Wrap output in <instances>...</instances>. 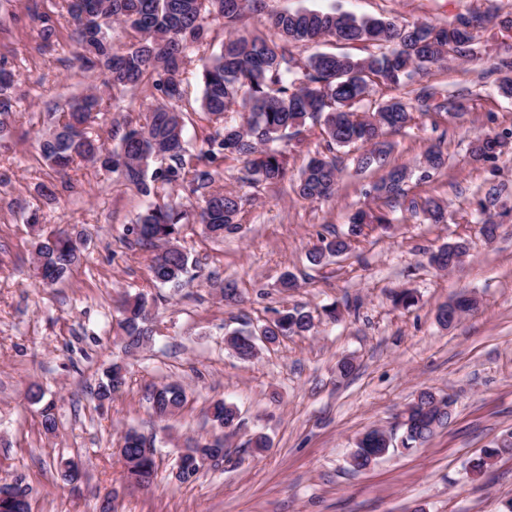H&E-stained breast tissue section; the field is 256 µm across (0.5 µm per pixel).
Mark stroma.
Wrapping results in <instances>:
<instances>
[{
	"mask_svg": "<svg viewBox=\"0 0 512 512\" xmlns=\"http://www.w3.org/2000/svg\"><path fill=\"white\" fill-rule=\"evenodd\" d=\"M274 11L336 10L357 17L428 21L445 25L456 15L484 10V0H267ZM50 0H0V60L19 73L10 133L0 138V478L22 477L31 512H100L111 499L116 512H506L512 501V454L499 456L478 476L470 457L512 431V158L474 161L471 143L512 129V100L501 97L488 59L512 58V30L488 26L476 53L414 74L404 91L433 86L449 101L465 99L461 116L416 115L411 128L388 137L389 163L407 167V195L385 207L389 229L363 228L351 249L322 265L309 261L320 237L347 233L352 214L381 206L369 197L376 170L358 171L344 157L336 194L326 202L299 197L300 169L325 148L319 123L310 121L287 147V175L251 187L234 156L210 170L213 189L240 195L236 229L211 238L201 225H185L179 244L196 262L197 279L179 289L150 279L151 249L135 244L127 229L152 204L198 205L187 184L159 186L146 197L112 170L76 162L60 177L46 165L37 139L76 93L97 92L102 110L92 134L106 148L119 144L113 125L143 123L150 86L112 91L103 74L87 72L75 57L67 16L44 41L34 10ZM199 61L188 66V119L184 139L199 153L212 128L199 111ZM441 145L448 164L423 177L426 150ZM508 187L496 207L494 239L481 233L474 201L491 184ZM447 204L448 221L427 223L411 214L410 200ZM37 215L38 227L27 222ZM81 233V259L62 284L41 288L32 274L36 230ZM462 242L461 268L437 270L431 252ZM298 286L282 292L285 273ZM235 282L240 303L221 296ZM408 289L415 306H394ZM147 294L156 318L151 345L136 354L117 343L115 305L125 295ZM476 307L452 328L440 326L439 306L457 295ZM304 307L314 330L290 336L251 361L225 346L242 323L257 327L274 310ZM337 307V319L325 310ZM352 359L341 376L337 365ZM124 363L126 384L110 401L92 391L113 362ZM176 382L187 402L157 418L146 394ZM41 388L54 403L57 428L46 432L41 407L30 401ZM450 397L452 417L421 447L391 453L355 472L348 457L358 437L381 427L401 435L400 412L420 390ZM235 404L241 426L225 436L228 455L205 466L197 480L175 478L179 451L215 433L210 404ZM143 433L157 452V470L144 490L128 486L117 454L122 433ZM268 436L262 453L249 448L254 433ZM78 463L81 478L69 485L57 463Z\"/></svg>",
	"mask_w": 512,
	"mask_h": 512,
	"instance_id": "stroma-1",
	"label": "stroma"
}]
</instances>
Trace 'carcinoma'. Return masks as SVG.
Returning <instances> with one entry per match:
<instances>
[{
  "label": "carcinoma",
  "instance_id": "obj_1",
  "mask_svg": "<svg viewBox=\"0 0 512 512\" xmlns=\"http://www.w3.org/2000/svg\"><path fill=\"white\" fill-rule=\"evenodd\" d=\"M100 0H55V7L66 12L75 29L72 39L81 48L80 59L87 71L100 69L112 89L126 92L139 88L145 81L159 93L148 109L145 124L125 130L119 150L107 154L104 143L87 136L85 126L101 111L100 98L93 95L73 97L72 113L53 127V133L40 138L39 151L47 165L61 174L75 159L100 161L141 194L149 196L155 183H188L191 191L201 193L204 205L193 214L181 203L150 206L136 224L128 229L135 240L156 249L150 271L154 282L174 288L190 283V269L195 263L178 245L182 227L189 218L219 238L236 226L242 210V197L227 192H210L213 176L199 162H213L225 153L242 159L244 180L253 186L273 184L284 179V153L277 144L292 137L311 119L320 123L326 135V154L312 157L300 171L298 195L310 201L331 198L336 191L341 160L337 151H358L357 169H384L369 194L377 200H396L406 194L407 169L391 166L389 147L384 137L400 132L414 121V112H446L448 98L428 86L419 88L410 101L390 97L370 112L359 111L373 89L379 85L401 86L417 70L447 61L453 56L467 57L474 51L478 32L488 23L512 30V13L505 15L499 7L488 4L483 12L459 14L446 27L426 21L398 23L385 18H357L347 13L297 9L276 12L269 17L273 34L269 38L237 36L224 40L222 50L204 59L201 73L200 107L214 124L206 141L207 149L196 155L189 151L183 137L186 113L181 102L185 95L186 64L189 55L205 53L209 24L219 20L227 30L235 29L245 12H264L266 0H109V9L100 11ZM123 29L126 42L116 47L109 31L112 25ZM336 42L370 43L377 52L363 58L346 53L319 52L306 59L299 51L322 39ZM493 71L498 73V91L512 98V61L500 60ZM17 82L13 69L0 62V132L9 125L13 100L11 89ZM244 110L242 122L228 121L227 113ZM512 154V130L487 133L476 139L471 148L474 161H487ZM164 165L147 175L150 162ZM447 157L441 146H432L424 155L423 169L429 173L442 169ZM501 196L495 189L477 200V210L485 215L483 235L494 238L497 224L491 208ZM434 224L446 222L445 207L437 200L411 202ZM386 214L359 210L350 220L349 236L322 237L310 253L318 265L349 251L350 237L358 235L367 224H387ZM35 277L43 286L58 285L66 280L72 267L80 261L77 239L67 230L37 236L34 242ZM466 252L463 243H447L431 254L438 269L457 267ZM476 300L462 296L440 306L437 321L448 327L462 314L472 310ZM119 339L130 353L148 342L153 330L147 326L154 315V304L139 293L123 299L117 307ZM314 328L313 316L298 307L275 311V317L257 328L230 333L228 344L242 360L258 354V342L274 344L288 336H304ZM126 382V369L112 364L95 391L98 400L112 397ZM151 408L159 417L174 414L186 402L184 389L177 383L156 387L150 394ZM411 425L404 426L403 448H415L427 442L434 420L445 426L450 413L443 409L430 391H422L407 406ZM212 422L219 429L236 428L237 408L222 400L209 407ZM394 448L393 437L381 429H371L357 440L352 453V468L362 470ZM512 452V433L503 435L496 446L469 461V470L483 473L493 457ZM127 481L137 488L150 486L157 469L156 449L146 446V438L130 429L120 448ZM224 434L195 441L185 448L176 465L175 478L180 483L196 480L209 462L224 460ZM0 512H28L29 502L22 480L0 482Z\"/></svg>",
  "mask_w": 512,
  "mask_h": 512
}]
</instances>
